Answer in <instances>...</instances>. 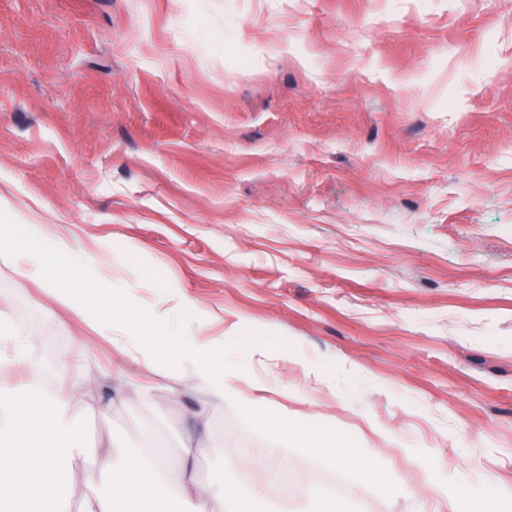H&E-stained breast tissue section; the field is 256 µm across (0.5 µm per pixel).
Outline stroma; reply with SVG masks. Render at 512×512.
Listing matches in <instances>:
<instances>
[{
	"label": "stroma",
	"mask_w": 512,
	"mask_h": 512,
	"mask_svg": "<svg viewBox=\"0 0 512 512\" xmlns=\"http://www.w3.org/2000/svg\"><path fill=\"white\" fill-rule=\"evenodd\" d=\"M4 224L47 225L117 299L223 319L266 401L213 411L200 487L320 469L282 417L367 473L259 512H412L450 478L512 498V0H0ZM1 308L43 374L101 380L116 355L0 264ZM133 377L150 399L103 383L72 418L90 447L180 460L196 379ZM316 438L322 439L325 443L323 454L321 456L322 464L327 468H336L351 464L359 471L363 472V465L360 459L350 455L349 448H342L341 443L336 441V437L331 434L317 433Z\"/></svg>",
	"instance_id": "35a3bbf8"
}]
</instances>
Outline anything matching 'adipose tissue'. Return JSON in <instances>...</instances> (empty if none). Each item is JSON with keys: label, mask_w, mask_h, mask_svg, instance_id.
Instances as JSON below:
<instances>
[{"label": "adipose tissue", "mask_w": 512, "mask_h": 512, "mask_svg": "<svg viewBox=\"0 0 512 512\" xmlns=\"http://www.w3.org/2000/svg\"><path fill=\"white\" fill-rule=\"evenodd\" d=\"M50 257L63 263L70 253L52 237L19 241L0 233V263L13 268L19 284L38 283L55 304L90 319L100 336L117 345L119 358L106 370V378L125 384L132 366L165 358L176 361L195 375L206 393L195 410L204 428L210 424L212 410L224 402L245 404V372L226 368L217 354L219 336L200 325L185 330L179 345L165 352L156 335L168 331L169 325L160 316H147L137 306L109 307L106 292L95 282L65 285L46 273L45 262ZM36 352L37 343L27 327L1 309L0 369H26L34 363ZM92 388V382L72 379L62 382L56 392L45 393L28 385L15 394L0 393V512H72L68 484L75 480L78 464L89 448L69 408ZM163 490L180 498L183 512H224L228 496L235 501V512H253L262 495L258 485L234 494L221 485L198 490L183 462L137 451L119 468L106 469L103 488L88 490L79 512H154L152 505ZM446 498L448 512H505L500 490L491 480L476 493L455 486Z\"/></svg>", "instance_id": "1"}]
</instances>
